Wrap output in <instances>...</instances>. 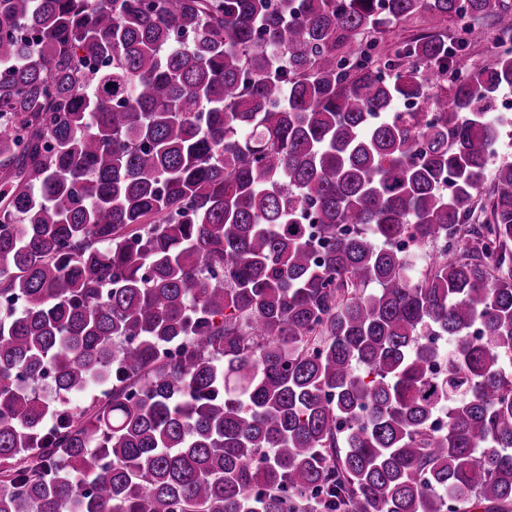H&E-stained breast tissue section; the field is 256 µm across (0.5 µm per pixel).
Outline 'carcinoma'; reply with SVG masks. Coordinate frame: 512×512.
<instances>
[{
	"instance_id": "1",
	"label": "carcinoma",
	"mask_w": 512,
	"mask_h": 512,
	"mask_svg": "<svg viewBox=\"0 0 512 512\" xmlns=\"http://www.w3.org/2000/svg\"><path fill=\"white\" fill-rule=\"evenodd\" d=\"M505 88L508 0H0V512H512ZM498 49L492 41H482L470 45L463 52L468 67L487 65L495 60Z\"/></svg>"
}]
</instances>
